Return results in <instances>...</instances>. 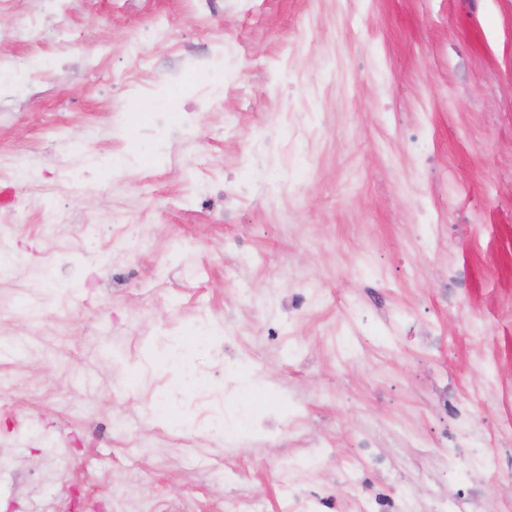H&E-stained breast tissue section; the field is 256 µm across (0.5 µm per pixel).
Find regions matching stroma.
<instances>
[{"label": "stroma", "instance_id": "1", "mask_svg": "<svg viewBox=\"0 0 512 512\" xmlns=\"http://www.w3.org/2000/svg\"><path fill=\"white\" fill-rule=\"evenodd\" d=\"M167 14L182 17L167 41L144 42ZM211 32L237 45V92L199 110L187 142L181 117L199 82L159 73L170 48ZM17 49L153 74L117 109L81 72L0 105L7 154L47 171L102 138L132 157L91 168L73 205L93 228L119 213L125 239L152 246L99 268L68 227L51 243L31 214L12 225L7 244L25 263L0 280V371L14 378L0 389L11 404L0 512H112L129 486L151 512H208L228 473L263 512H281L280 456L323 451L332 464L315 485L334 486L356 432L385 456L374 484L425 503L477 492L512 512V0L474 12L466 0H246L220 18L184 13L181 0H84ZM154 126L178 164L145 153ZM272 129L293 146L287 166L263 150ZM171 240L193 244V274ZM40 273L52 287H36ZM310 283L322 304L292 309ZM272 288L280 306L252 310ZM34 299L46 309L37 328L14 313ZM284 305L297 356L272 334ZM131 313L150 331L113 335ZM202 318L238 334L226 350L194 349L203 386L157 413L173 383L166 346ZM230 363L264 395L250 418L270 420L279 447L205 444L210 417L235 409ZM283 401L305 420L287 435ZM116 416L128 438L113 436ZM450 464L457 479L441 485Z\"/></svg>", "mask_w": 512, "mask_h": 512}]
</instances>
